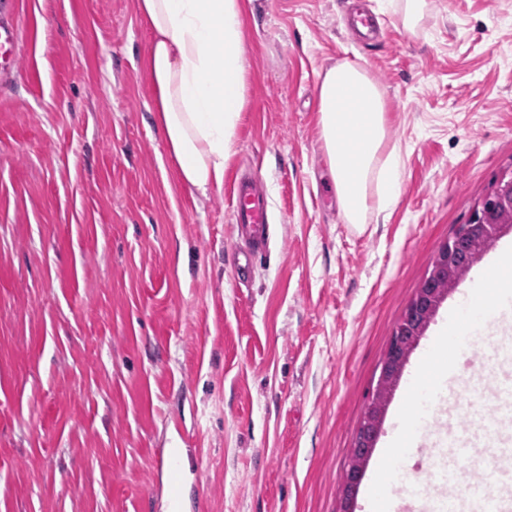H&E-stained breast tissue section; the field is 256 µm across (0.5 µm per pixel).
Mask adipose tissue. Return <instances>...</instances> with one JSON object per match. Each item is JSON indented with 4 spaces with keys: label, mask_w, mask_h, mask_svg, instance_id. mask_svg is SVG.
<instances>
[{
    "label": "adipose tissue",
    "mask_w": 512,
    "mask_h": 512,
    "mask_svg": "<svg viewBox=\"0 0 512 512\" xmlns=\"http://www.w3.org/2000/svg\"><path fill=\"white\" fill-rule=\"evenodd\" d=\"M152 39L146 57L154 118L179 181L200 195L224 183L247 111L241 0H136ZM318 127L342 217L364 224L389 213L400 190L401 157L387 145L386 102L349 61L328 68L318 88Z\"/></svg>",
    "instance_id": "adipose-tissue-1"
}]
</instances>
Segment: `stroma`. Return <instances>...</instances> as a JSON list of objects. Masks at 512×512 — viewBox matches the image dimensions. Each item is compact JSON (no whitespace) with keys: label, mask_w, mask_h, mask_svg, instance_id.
Wrapping results in <instances>:
<instances>
[{"label":"stroma","mask_w":512,"mask_h":512,"mask_svg":"<svg viewBox=\"0 0 512 512\" xmlns=\"http://www.w3.org/2000/svg\"><path fill=\"white\" fill-rule=\"evenodd\" d=\"M135 0H12L0 84V512H342L343 475L393 330L438 248L512 173V0H429L419 34L363 0L383 42L351 41V0H253L250 107L232 178L253 168L275 223L236 277L225 189L181 186L152 121ZM381 87L401 155L379 221L345 223L317 127L323 72ZM512 248L461 277L407 357L364 470L400 427L430 345ZM512 308L470 328L422 433L484 405Z\"/></svg>","instance_id":"1"}]
</instances>
